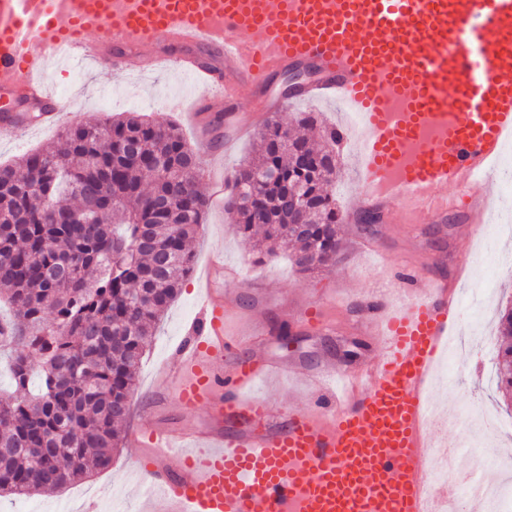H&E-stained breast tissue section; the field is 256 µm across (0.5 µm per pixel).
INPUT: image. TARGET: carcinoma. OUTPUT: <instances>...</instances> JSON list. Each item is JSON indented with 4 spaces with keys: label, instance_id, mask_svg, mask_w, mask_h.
<instances>
[{
    "label": "carcinoma",
    "instance_id": "obj_1",
    "mask_svg": "<svg viewBox=\"0 0 512 512\" xmlns=\"http://www.w3.org/2000/svg\"><path fill=\"white\" fill-rule=\"evenodd\" d=\"M271 118L226 197L260 251L293 249L301 271L344 259L336 206L334 128L322 145ZM59 145L0 165V284L14 317L0 321L14 391L0 399V495L27 496L105 469L122 441L136 373L161 315L188 277L209 207L199 158L173 123L137 112L71 125ZM497 389L512 395V307Z\"/></svg>",
    "mask_w": 512,
    "mask_h": 512
}]
</instances>
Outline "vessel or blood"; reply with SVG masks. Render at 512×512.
Returning a JSON list of instances; mask_svg holds the SVG:
<instances>
[{
  "label": "vessel or blood",
  "instance_id": "obj_1",
  "mask_svg": "<svg viewBox=\"0 0 512 512\" xmlns=\"http://www.w3.org/2000/svg\"><path fill=\"white\" fill-rule=\"evenodd\" d=\"M134 58L172 63L199 87L198 113L235 101L241 84L260 97L311 68L297 100L341 102L363 119L359 205L421 222L456 211L460 189L484 217L488 172L512 137V0H0V134L18 129V105L60 124L38 63L122 71ZM220 269L236 274L210 257L199 319L161 372L184 409L204 407V425L148 416L133 437L157 512H424L441 498L426 478L448 451L433 450L424 415L432 368L461 322L447 278L407 269L402 303L366 305L380 351L308 374L310 405L278 413L251 389L288 365L236 358L257 332L229 325Z\"/></svg>",
  "mask_w": 512,
  "mask_h": 512
}]
</instances>
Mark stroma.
<instances>
[{"mask_svg":"<svg viewBox=\"0 0 512 512\" xmlns=\"http://www.w3.org/2000/svg\"><path fill=\"white\" fill-rule=\"evenodd\" d=\"M41 77L65 104V124L141 112L162 122L176 123L189 143L201 138L219 144L224 141V127H209L202 121L194 124L188 119L189 105L197 91L186 77L168 66L144 70L136 67L120 77L106 64L90 62L60 69L47 63ZM270 98L278 104L277 115L284 124L294 123L300 113L309 112L317 128H351L347 115L334 103L297 102L285 108L276 88L271 90ZM58 134V128L34 126L0 138V164L15 163L32 151L53 145ZM338 167L336 202L350 212L361 187L360 153L354 141H346L339 148ZM486 230V224L475 223L463 209L433 223H413L403 212L396 211L383 217L368 233L351 222L343 227L349 254L345 263L331 271L310 274L297 270L285 254L258 255L252 240L238 231L233 214L223 206H210L191 245L194 271L158 324L138 367L133 411L111 465L90 472L83 481L60 491L21 498L2 496L0 512H84L86 502L92 499L101 501L104 512H145L142 478L135 468L138 450L131 436L140 414L153 405V391L164 385L160 369L175 365V353L185 329L199 311L196 273L204 268L213 250L223 251L225 263L237 267L240 273L233 324H265L264 340L249 347V354L284 358L307 373L327 362L340 369L348 368V361L336 352L340 342H360L359 354L363 357L376 353L378 337L359 328L364 302L379 295L401 268L413 266L451 279L459 276L466 282H482L484 290L476 309L464 315L468 355L462 358L449 353L448 381L437 396L449 402L451 414L458 417L481 407L512 419V402L499 393L496 363L485 353L486 347L496 348L501 343L497 320L499 312L512 305V270H494L492 257L500 252L501 240L487 238ZM312 308L320 323L309 329L298 316ZM281 326L290 331V347H282L276 336ZM454 466L476 478L485 471L495 473L500 486L512 489V433L493 434L481 446L462 448Z\"/></svg>","mask_w":512,"mask_h":512,"instance_id":"obj_1","label":"stroma"}]
</instances>
